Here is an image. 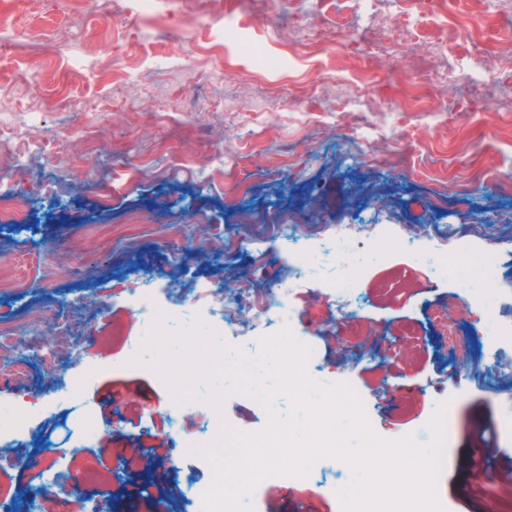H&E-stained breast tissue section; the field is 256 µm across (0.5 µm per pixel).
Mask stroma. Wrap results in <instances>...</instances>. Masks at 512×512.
<instances>
[{"label": "stroma", "mask_w": 512, "mask_h": 512, "mask_svg": "<svg viewBox=\"0 0 512 512\" xmlns=\"http://www.w3.org/2000/svg\"><path fill=\"white\" fill-rule=\"evenodd\" d=\"M0 117L12 124L0 134V319L84 303L71 345L94 369L83 402L97 423L93 435L72 430L77 411L55 388L75 361L48 373L51 328L21 326L12 343L28 373L0 374V402L36 414L17 446L25 466L0 462V503L13 512H192L190 487L211 467L180 447L216 414L125 366L143 329L130 298L150 281L230 291L281 280L283 214L315 218L311 240L367 214L403 238L423 229L447 250L463 237L499 251L495 316L474 308L457 328L512 321V192L497 188L512 178V0H0ZM32 138L54 141V154L17 165ZM357 292L352 321L319 279L289 290L311 376L350 382L385 440L422 433L453 399L439 496L448 512H512L498 434L512 384L482 374L479 356L454 355L431 325L459 285L405 247L370 265ZM113 390L137 404L114 408ZM224 415L248 432L267 422L246 395ZM47 448L63 475L84 472L83 505L44 494ZM119 455L134 493L116 482ZM336 470L326 458L313 478L264 479L255 512L297 501L340 512Z\"/></svg>", "instance_id": "obj_1"}]
</instances>
